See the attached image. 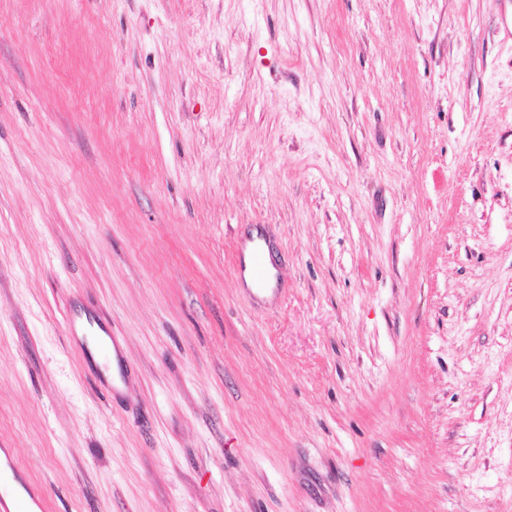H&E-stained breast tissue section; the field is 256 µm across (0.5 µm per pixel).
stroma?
<instances>
[{
    "label": "stroma",
    "mask_w": 512,
    "mask_h": 512,
    "mask_svg": "<svg viewBox=\"0 0 512 512\" xmlns=\"http://www.w3.org/2000/svg\"><path fill=\"white\" fill-rule=\"evenodd\" d=\"M0 448L38 512H512V0H0Z\"/></svg>",
    "instance_id": "1"
}]
</instances>
